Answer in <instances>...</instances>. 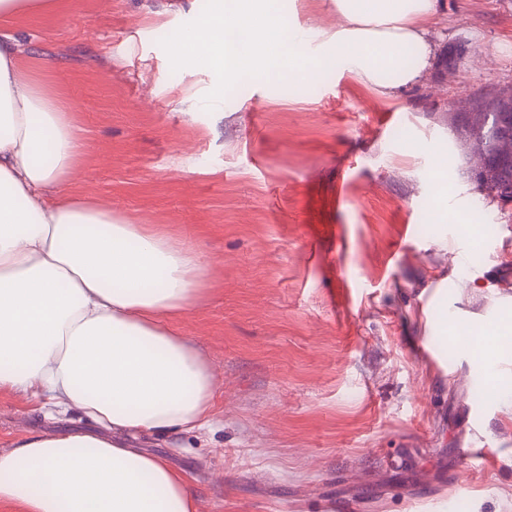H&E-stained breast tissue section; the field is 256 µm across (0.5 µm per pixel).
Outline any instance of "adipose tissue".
<instances>
[{
  "label": "adipose tissue",
  "instance_id": "obj_1",
  "mask_svg": "<svg viewBox=\"0 0 512 512\" xmlns=\"http://www.w3.org/2000/svg\"><path fill=\"white\" fill-rule=\"evenodd\" d=\"M52 0H0V390H41L107 435L31 434L0 452V503L23 512H197L188 473L129 447L122 434L205 433L218 426L217 378L172 325L206 289L205 251L71 195L76 126L60 96L21 77L8 31ZM343 19L319 53L285 38L280 0H225L179 35L170 63L232 81L287 70L310 85L331 64L385 97L431 68L428 23L439 0H330ZM248 37L233 48L230 36ZM393 81H385L384 72ZM472 360L491 379L498 420L512 425V322L471 335Z\"/></svg>",
  "mask_w": 512,
  "mask_h": 512
}]
</instances>
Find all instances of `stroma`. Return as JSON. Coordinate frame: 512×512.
Wrapping results in <instances>:
<instances>
[{
	"instance_id": "obj_1",
	"label": "stroma",
	"mask_w": 512,
	"mask_h": 512,
	"mask_svg": "<svg viewBox=\"0 0 512 512\" xmlns=\"http://www.w3.org/2000/svg\"><path fill=\"white\" fill-rule=\"evenodd\" d=\"M440 2L434 65L391 99L336 68L310 95L280 69L228 85L172 68L170 34L214 0H58L13 24L25 75L76 118L70 192L208 255V290L175 326L218 375L222 426L138 441L192 477L199 512H442L458 480L459 512H512V427L440 330L447 312L485 326L512 301V220L484 227L497 204L448 124L460 100L512 84V0ZM283 9L315 40L340 23L327 0ZM474 239L485 285L461 288L450 246ZM47 402L0 391V451L98 433Z\"/></svg>"
}]
</instances>
